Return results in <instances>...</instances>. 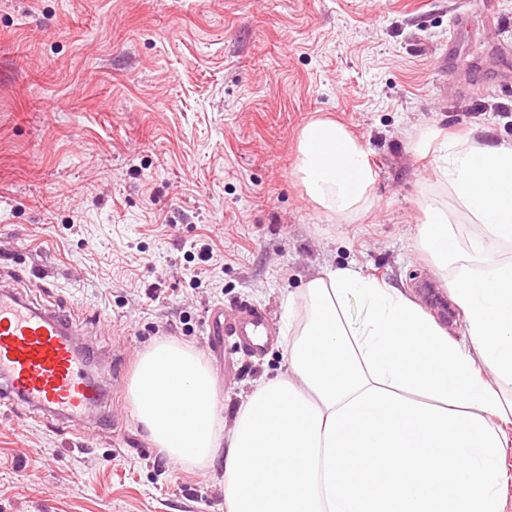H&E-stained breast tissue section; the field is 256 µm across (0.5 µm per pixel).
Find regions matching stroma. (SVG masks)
Instances as JSON below:
<instances>
[{"label": "stroma", "mask_w": 512, "mask_h": 512, "mask_svg": "<svg viewBox=\"0 0 512 512\" xmlns=\"http://www.w3.org/2000/svg\"><path fill=\"white\" fill-rule=\"evenodd\" d=\"M512 0H0V283L70 314L94 373L160 341L212 369L217 405L284 369L287 297L327 267L409 290L459 335L420 252L456 211L420 134L512 141ZM363 143L374 205L327 216L294 175L300 132ZM210 261H202L204 248ZM266 315L261 352L212 309ZM111 425L0 406V512H224L223 456L154 448L128 387Z\"/></svg>", "instance_id": "35a3bbf8"}]
</instances>
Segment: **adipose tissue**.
<instances>
[{
  "mask_svg": "<svg viewBox=\"0 0 512 512\" xmlns=\"http://www.w3.org/2000/svg\"><path fill=\"white\" fill-rule=\"evenodd\" d=\"M439 175L481 234L462 250L448 213L425 203L418 246L464 315L455 338L408 293L328 269L289 319L286 368L240 399L231 429L193 350L160 342L129 389L137 420L172 460L224 456V512H502L512 446V142L443 143ZM325 213L368 210L376 173L342 124L300 134L295 169ZM367 307L360 326L348 297Z\"/></svg>",
  "mask_w": 512,
  "mask_h": 512,
  "instance_id": "1",
  "label": "adipose tissue"
}]
</instances>
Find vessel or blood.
I'll return each mask as SVG.
<instances>
[{"mask_svg":"<svg viewBox=\"0 0 512 512\" xmlns=\"http://www.w3.org/2000/svg\"><path fill=\"white\" fill-rule=\"evenodd\" d=\"M212 326L215 335L238 337L251 349L256 336L267 330L264 316L247 309L230 318L215 310ZM90 362L87 347L60 311L32 304L0 284V401L47 412L79 427L101 406L107 387L118 388L123 382L118 374L109 386H102L89 376Z\"/></svg>","mask_w":512,"mask_h":512,"instance_id":"vessel-or-blood-1","label":"vessel or blood"}]
</instances>
